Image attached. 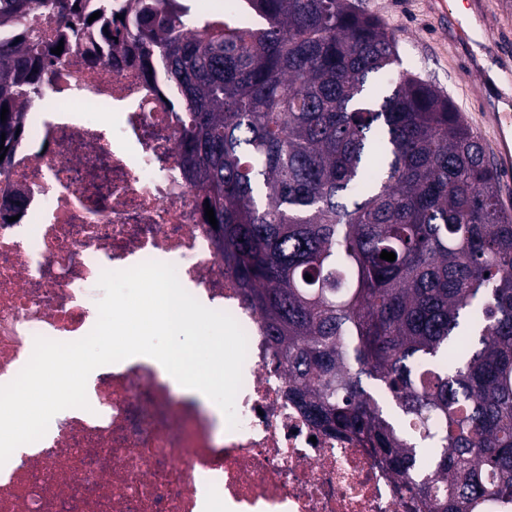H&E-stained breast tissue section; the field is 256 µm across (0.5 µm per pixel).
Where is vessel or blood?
<instances>
[{"instance_id": "obj_1", "label": "vessel or blood", "mask_w": 512, "mask_h": 512, "mask_svg": "<svg viewBox=\"0 0 512 512\" xmlns=\"http://www.w3.org/2000/svg\"><path fill=\"white\" fill-rule=\"evenodd\" d=\"M467 58L470 68L479 78L477 99L486 108V117L500 140L497 151L499 168L504 174H511L512 147L506 146L504 138L512 133V94L506 89L512 77L488 72L475 53H468Z\"/></svg>"}]
</instances>
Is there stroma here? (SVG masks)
<instances>
[{
	"mask_svg": "<svg viewBox=\"0 0 512 512\" xmlns=\"http://www.w3.org/2000/svg\"><path fill=\"white\" fill-rule=\"evenodd\" d=\"M356 2L366 13L387 24L397 40L404 68L451 96L486 149H493V129L469 100V87L477 76L465 64L452 24L460 22L477 34L488 25L499 29L505 36L504 41L486 42L480 48L485 65L498 68L502 60H512V0H482L485 10L481 13L473 9L472 0H447L451 19L447 25L433 13L430 0Z\"/></svg>",
	"mask_w": 512,
	"mask_h": 512,
	"instance_id": "1",
	"label": "stroma"
}]
</instances>
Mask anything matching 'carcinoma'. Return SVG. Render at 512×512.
Returning <instances> with one entry per match:
<instances>
[{"label":"carcinoma","mask_w":512,"mask_h":512,"mask_svg":"<svg viewBox=\"0 0 512 512\" xmlns=\"http://www.w3.org/2000/svg\"><path fill=\"white\" fill-rule=\"evenodd\" d=\"M77 2L0 0V23L49 5L77 39ZM134 2L131 51L173 90L182 168L288 398L418 512L512 502V217L450 99L393 72L394 36L354 0H246L261 27L195 34L187 0ZM51 50L0 44L8 149Z\"/></svg>","instance_id":"obj_1"}]
</instances>
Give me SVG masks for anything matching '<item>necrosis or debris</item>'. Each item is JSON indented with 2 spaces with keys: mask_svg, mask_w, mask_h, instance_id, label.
Segmentation results:
<instances>
[{
  "mask_svg": "<svg viewBox=\"0 0 512 512\" xmlns=\"http://www.w3.org/2000/svg\"><path fill=\"white\" fill-rule=\"evenodd\" d=\"M32 30L61 47L41 87L48 107H27L0 197V385L29 361L36 338H83L94 327L98 281L147 261L173 265L204 306L231 314L247 336L238 423L211 403L175 394L150 361L96 368L89 409L60 412L29 452L0 468V512H414L385 463L357 440L316 430L286 396L256 314L224 268L203 198L185 179L176 120L162 77L147 79L111 37L78 43L44 8L0 27Z\"/></svg>",
  "mask_w": 512,
  "mask_h": 512,
  "instance_id": "1",
  "label": "necrosis or debris"
}]
</instances>
